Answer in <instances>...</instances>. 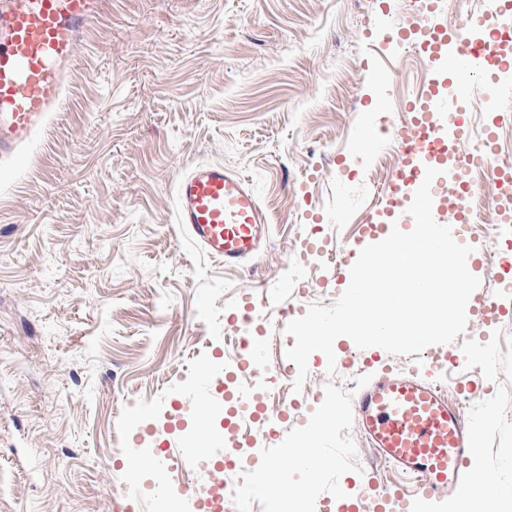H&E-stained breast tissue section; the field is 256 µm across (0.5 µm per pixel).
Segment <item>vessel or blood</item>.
Returning a JSON list of instances; mask_svg holds the SVG:
<instances>
[{
	"instance_id": "b4317fda",
	"label": "vessel or blood",
	"mask_w": 512,
	"mask_h": 512,
	"mask_svg": "<svg viewBox=\"0 0 512 512\" xmlns=\"http://www.w3.org/2000/svg\"><path fill=\"white\" fill-rule=\"evenodd\" d=\"M104 0H0V161L23 149L52 113L60 111L76 48ZM418 24L429 36L423 47V84L412 100L415 119L397 139L402 158L382 192V207L404 209L426 168L439 169L434 202L450 199L477 163H489L495 132L484 129L480 155L449 157V145L470 134L465 113L452 112L440 86V66L456 70L458 96L473 80L512 70V6L493 0L488 11L467 16L455 30L438 21V0H424ZM176 222L209 258L237 268L254 258L269 236L270 219L249 181L211 161L191 165L176 180ZM440 362L424 370L371 371L357 384L341 418L352 421L379 456L415 483L413 498L400 490L379 497V512H428L430 502L477 479L476 430L451 402L439 377Z\"/></svg>"
}]
</instances>
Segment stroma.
I'll return each instance as SVG.
<instances>
[{
  "label": "stroma",
  "mask_w": 512,
  "mask_h": 512,
  "mask_svg": "<svg viewBox=\"0 0 512 512\" xmlns=\"http://www.w3.org/2000/svg\"><path fill=\"white\" fill-rule=\"evenodd\" d=\"M401 0H107L76 50L68 102L27 149L0 167V512H154L155 465L138 448L181 441L172 402L198 417L201 372L231 346L225 319L246 300L287 310L315 289L331 306L345 289L334 265L374 222L380 190L368 171L395 157L408 120L400 106L421 63L388 50L406 26ZM474 131L493 125L497 160L512 161V74L472 84L461 102ZM221 161L247 176L270 215L259 256L228 270L175 222L174 184L186 167ZM323 241L324 267L297 269L293 251ZM497 321L467 318L453 345L382 353L422 369L448 349L479 398L449 391L480 428L478 462L512 489V427L496 369L512 301ZM337 385L313 353L303 403L275 437L257 424L258 512H267V457L318 505L356 501L371 474L400 475L351 455V422L336 419L364 375L349 338ZM310 437L338 465L314 474L286 461ZM108 468H101V461Z\"/></svg>",
  "instance_id": "1"
}]
</instances>
